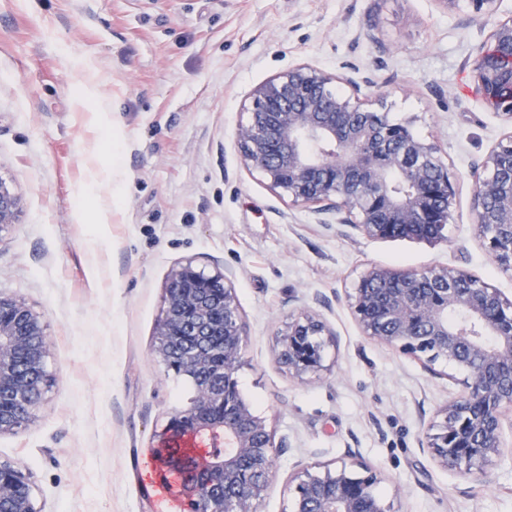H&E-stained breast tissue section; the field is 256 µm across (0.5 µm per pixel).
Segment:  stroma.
<instances>
[{
  "label": "stroma",
  "mask_w": 512,
  "mask_h": 512,
  "mask_svg": "<svg viewBox=\"0 0 512 512\" xmlns=\"http://www.w3.org/2000/svg\"><path fill=\"white\" fill-rule=\"evenodd\" d=\"M511 16L512 0L480 21L469 0H0V176L23 200L0 235V294L44 315L54 379L32 422L0 435V461L30 472L39 512H182L151 462L193 395L155 355L168 274L187 257L235 271L238 389L276 447L257 512H290L294 473L344 463L374 469L397 512H512V455L459 474L423 448L462 374L367 340L345 302L370 267L462 254L512 298L471 215L474 167L512 130L472 94V64ZM304 62L371 76L364 98L439 145L460 183L443 242L316 223L243 167L249 92ZM309 309L336 342L299 379L275 338Z\"/></svg>",
  "instance_id": "1"
}]
</instances>
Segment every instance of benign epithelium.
Returning a JSON list of instances; mask_svg holds the SVG:
<instances>
[{
	"label": "benign epithelium",
	"mask_w": 512,
	"mask_h": 512,
	"mask_svg": "<svg viewBox=\"0 0 512 512\" xmlns=\"http://www.w3.org/2000/svg\"><path fill=\"white\" fill-rule=\"evenodd\" d=\"M491 49L472 64L476 98L495 105L512 127V17L489 31ZM352 94L341 95L339 83ZM369 76L355 80L302 63L255 86L235 130L244 167L288 204L332 214L371 238L444 241L459 193L439 148L408 122H392L360 101ZM22 198L0 177V234L18 223ZM474 227L489 258L512 274V131L475 176ZM232 274L207 272L193 258L173 268L156 328L166 369L189 377V405L156 435L153 460L184 474L187 512H256L274 463V437L242 398L244 324ZM367 339L465 373L463 390L439 408L425 448L442 469L468 473L502 454L503 420L512 413V300L461 266L411 273L374 267L347 295ZM335 341L314 311L277 333L276 359L301 379L323 369ZM44 315L20 296L0 295V435L29 423L51 385ZM347 465L308 469L292 480L293 512H394L375 491L376 472ZM0 512H39L29 473L0 462Z\"/></svg>",
	"instance_id": "1"
}]
</instances>
